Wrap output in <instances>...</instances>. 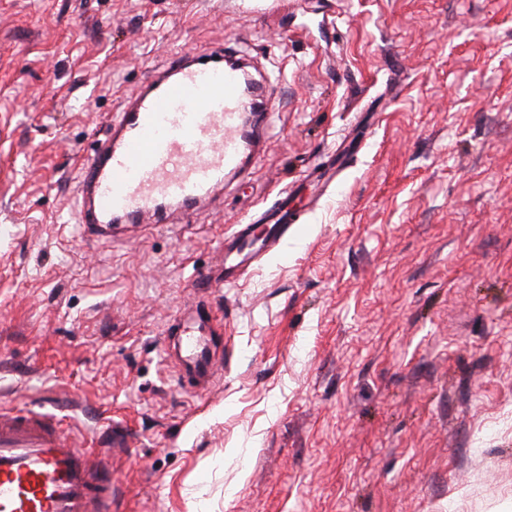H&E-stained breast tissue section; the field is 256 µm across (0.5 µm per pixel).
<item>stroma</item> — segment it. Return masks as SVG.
<instances>
[{
	"label": "stroma",
	"mask_w": 512,
	"mask_h": 512,
	"mask_svg": "<svg viewBox=\"0 0 512 512\" xmlns=\"http://www.w3.org/2000/svg\"><path fill=\"white\" fill-rule=\"evenodd\" d=\"M216 46L267 153L207 220L77 236V156ZM284 186L286 253L197 291ZM198 294L207 389L167 353ZM0 403L127 424L121 512H512V0H0Z\"/></svg>",
	"instance_id": "1"
}]
</instances>
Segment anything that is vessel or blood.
<instances>
[{
	"label": "vessel or blood",
	"instance_id": "b4317fda",
	"mask_svg": "<svg viewBox=\"0 0 512 512\" xmlns=\"http://www.w3.org/2000/svg\"><path fill=\"white\" fill-rule=\"evenodd\" d=\"M224 59L220 48L178 58L124 97L80 169L76 219L87 234L187 223L222 204L225 181L267 152L272 106L246 95L240 69ZM292 231L284 208L263 237L236 225L224 237L219 272L199 273V285L236 284L282 252ZM171 333L181 371L196 386H212L223 371L210 347L218 325L189 310ZM97 445L55 414L1 406L0 512H112L125 491Z\"/></svg>",
	"mask_w": 512,
	"mask_h": 512
}]
</instances>
